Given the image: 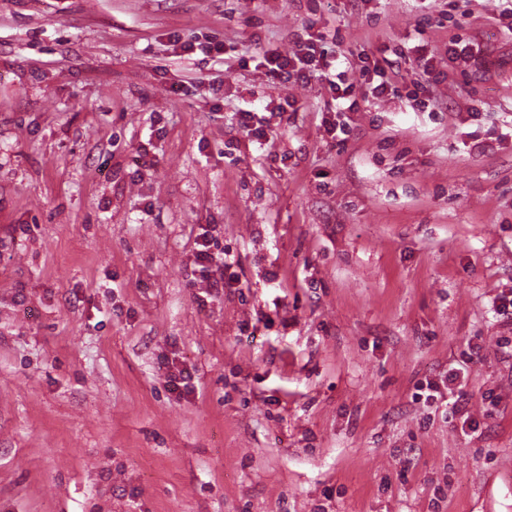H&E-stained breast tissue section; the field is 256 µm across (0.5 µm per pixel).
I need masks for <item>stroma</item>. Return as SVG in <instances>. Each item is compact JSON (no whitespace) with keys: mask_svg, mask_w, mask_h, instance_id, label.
Wrapping results in <instances>:
<instances>
[{"mask_svg":"<svg viewBox=\"0 0 512 512\" xmlns=\"http://www.w3.org/2000/svg\"><path fill=\"white\" fill-rule=\"evenodd\" d=\"M504 6L0 0V512H512ZM318 32L398 94L260 66ZM198 246L200 248L196 253L195 264L197 268L195 269V272L198 273L199 277L203 280H208L214 272L212 270L214 266H217L218 268L224 267V258L221 259L220 265L215 262L217 257L211 249V242L207 238L206 231L201 234V241L198 243Z\"/></svg>","mask_w":512,"mask_h":512,"instance_id":"obj_1","label":"stroma"}]
</instances>
